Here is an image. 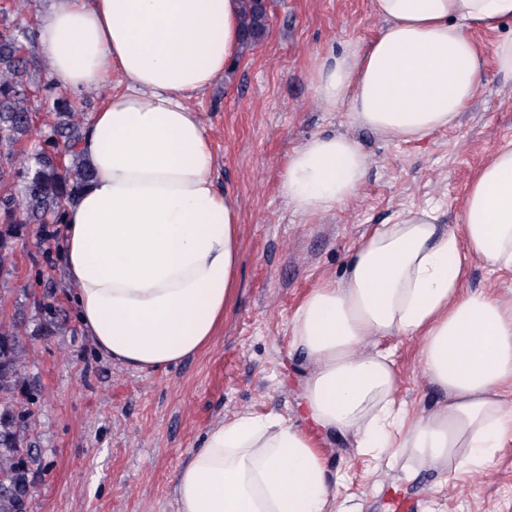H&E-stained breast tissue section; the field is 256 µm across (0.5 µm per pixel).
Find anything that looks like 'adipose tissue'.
<instances>
[{"label": "adipose tissue", "mask_w": 512, "mask_h": 512, "mask_svg": "<svg viewBox=\"0 0 512 512\" xmlns=\"http://www.w3.org/2000/svg\"><path fill=\"white\" fill-rule=\"evenodd\" d=\"M242 0H52L38 26L48 75L70 91L118 88L78 151L93 178L66 205L62 248L77 320L100 353L137 371L205 350L237 290L241 237L217 189L207 126L190 98L243 54ZM385 26L367 46L315 60L322 106L399 142L455 127L488 68L512 77V36L485 57L475 32L512 21V0H372ZM369 165L359 142L318 135L295 149L279 191L306 217L352 199ZM512 269V142L473 175L453 225L431 204L363 235L340 278L319 279L289 320L311 361L297 419L218 422L175 476L178 512H333L320 444L416 466L484 463L512 436V290L467 291L472 261ZM421 340L441 399L398 400L392 337Z\"/></svg>", "instance_id": "adipose-tissue-1"}]
</instances>
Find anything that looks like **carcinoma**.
Wrapping results in <instances>:
<instances>
[{
    "instance_id": "1",
    "label": "carcinoma",
    "mask_w": 512,
    "mask_h": 512,
    "mask_svg": "<svg viewBox=\"0 0 512 512\" xmlns=\"http://www.w3.org/2000/svg\"><path fill=\"white\" fill-rule=\"evenodd\" d=\"M270 0H243L241 32L244 49L252 50L269 28ZM25 29L0 30V181L8 179L17 191L0 193V279L10 274L6 266L15 241L29 224L42 227V240L53 238L51 224L62 223L65 205L76 200L90 182L92 170L75 151L83 136L73 120L70 101L54 93L50 83L31 79L34 62L27 55ZM53 95V122L34 147L33 164L20 166L15 146L28 136L33 124L29 102L38 94ZM24 311L12 325L0 331V512H26L32 494L33 466L39 464L32 451L29 432L34 401L22 388L23 352L27 328Z\"/></svg>"
}]
</instances>
